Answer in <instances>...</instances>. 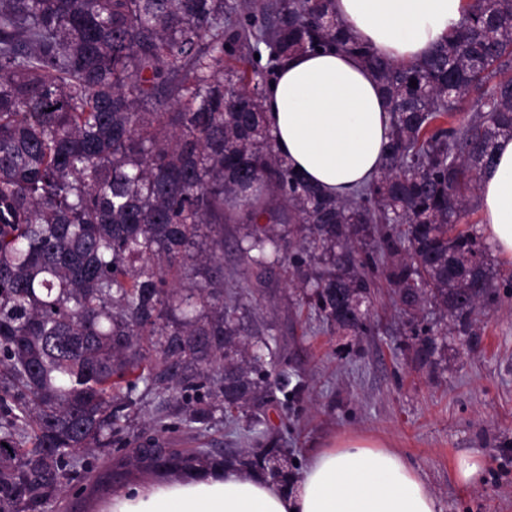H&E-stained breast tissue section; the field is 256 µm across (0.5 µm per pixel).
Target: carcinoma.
Here are the masks:
<instances>
[{
	"label": "carcinoma",
	"mask_w": 512,
	"mask_h": 512,
	"mask_svg": "<svg viewBox=\"0 0 512 512\" xmlns=\"http://www.w3.org/2000/svg\"><path fill=\"white\" fill-rule=\"evenodd\" d=\"M262 45L260 69L224 62ZM326 46L362 58L393 115L383 171L344 199L275 152L263 107L282 60ZM501 137L512 0H469L408 66L359 43L334 0H0V512H47L96 449L290 482L288 451L240 424L288 387L277 337L244 327L277 273L355 336L382 281L412 323L434 305L448 323L421 329L423 367L442 336L470 348L512 289L483 237L455 231ZM226 224L246 229L228 297ZM148 396L177 417L113 439ZM218 410L239 447L207 446ZM182 429L195 447H176Z\"/></svg>",
	"instance_id": "cac0c4a2"
}]
</instances>
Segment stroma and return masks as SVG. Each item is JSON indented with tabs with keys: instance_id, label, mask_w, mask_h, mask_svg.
Returning <instances> with one entry per match:
<instances>
[{
	"instance_id": "1",
	"label": "stroma",
	"mask_w": 512,
	"mask_h": 512,
	"mask_svg": "<svg viewBox=\"0 0 512 512\" xmlns=\"http://www.w3.org/2000/svg\"><path fill=\"white\" fill-rule=\"evenodd\" d=\"M371 332H331L284 279L264 289L250 330L272 329L285 347L298 397L263 399L258 411L276 447L305 462L345 436L380 440L423 474L442 512H512V295L487 310L472 350L447 339L436 371L419 367L406 318L380 287ZM479 454L480 481L460 484L461 455ZM121 455L102 456L59 493L57 512H103L114 491L150 478Z\"/></svg>"
}]
</instances>
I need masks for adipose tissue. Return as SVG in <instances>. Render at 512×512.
<instances>
[{
  "label": "adipose tissue",
  "mask_w": 512,
  "mask_h": 512,
  "mask_svg": "<svg viewBox=\"0 0 512 512\" xmlns=\"http://www.w3.org/2000/svg\"><path fill=\"white\" fill-rule=\"evenodd\" d=\"M466 0H335L337 19L397 64L423 60L455 25ZM277 152L322 193L347 197L385 165L392 115L362 60L333 48L284 60L266 91ZM480 184L482 224L494 252L512 260V138ZM107 512H440L417 468L396 449L360 436L311 452L284 487L228 466L138 484L112 495Z\"/></svg>",
  "instance_id": "obj_1"
}]
</instances>
